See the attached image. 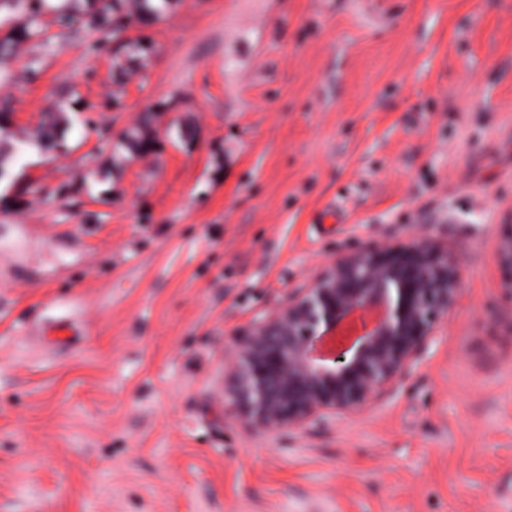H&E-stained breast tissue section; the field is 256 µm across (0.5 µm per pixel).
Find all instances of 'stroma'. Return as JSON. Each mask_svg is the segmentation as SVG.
<instances>
[{
  "mask_svg": "<svg viewBox=\"0 0 512 512\" xmlns=\"http://www.w3.org/2000/svg\"><path fill=\"white\" fill-rule=\"evenodd\" d=\"M100 6L0 7V512H512V0ZM421 233L464 282L418 362L359 414L245 427L225 352ZM500 226L493 260L504 273L501 288L512 300V220Z\"/></svg>",
  "mask_w": 512,
  "mask_h": 512,
  "instance_id": "stroma-1",
  "label": "stroma"
}]
</instances>
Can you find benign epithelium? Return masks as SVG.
Masks as SVG:
<instances>
[{
	"label": "benign epithelium",
	"mask_w": 512,
	"mask_h": 512,
	"mask_svg": "<svg viewBox=\"0 0 512 512\" xmlns=\"http://www.w3.org/2000/svg\"><path fill=\"white\" fill-rule=\"evenodd\" d=\"M493 260L512 297V223ZM462 286L460 264L431 235L336 254L225 353L238 416L274 431L363 411L417 359Z\"/></svg>",
	"instance_id": "7a95c632"
}]
</instances>
